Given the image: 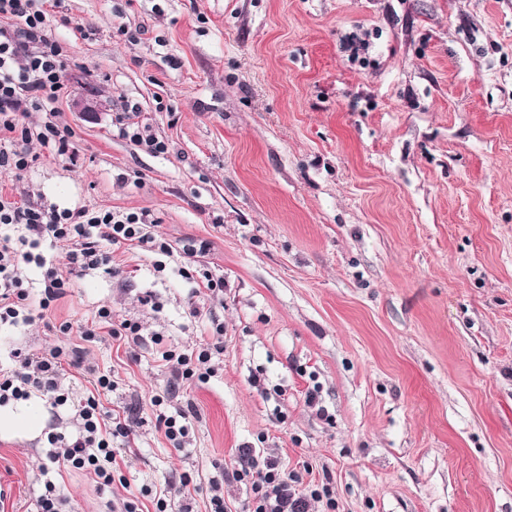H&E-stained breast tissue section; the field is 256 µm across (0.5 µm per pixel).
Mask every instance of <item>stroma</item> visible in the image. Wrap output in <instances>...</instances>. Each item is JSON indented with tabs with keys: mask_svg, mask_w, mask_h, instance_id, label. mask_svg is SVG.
Wrapping results in <instances>:
<instances>
[{
	"mask_svg": "<svg viewBox=\"0 0 512 512\" xmlns=\"http://www.w3.org/2000/svg\"><path fill=\"white\" fill-rule=\"evenodd\" d=\"M70 56L57 121L79 165L42 152L0 190L62 208L148 210L174 248L224 278L200 300L176 263L115 248L118 278L74 279L45 319L0 327L11 350L81 347L129 412L111 493L63 472L75 512L180 499L182 473L224 478L242 450L336 512H512V0H64ZM142 29L139 41L127 35ZM369 48L351 57L349 36ZM98 95L85 119L74 100ZM138 106L168 151L113 137ZM153 294L159 304L141 302ZM135 318L186 349L224 326L177 450L146 401L168 373L149 349L62 323ZM317 389V406L305 393ZM46 434L0 435V512H32Z\"/></svg>",
	"mask_w": 512,
	"mask_h": 512,
	"instance_id": "obj_1",
	"label": "stroma"
}]
</instances>
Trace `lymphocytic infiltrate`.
Returning a JSON list of instances; mask_svg holds the SVG:
<instances>
[{
  "mask_svg": "<svg viewBox=\"0 0 512 512\" xmlns=\"http://www.w3.org/2000/svg\"><path fill=\"white\" fill-rule=\"evenodd\" d=\"M48 0H0V17L10 21L0 27V171L20 175L36 157L32 142H39L50 154L76 162L71 129L55 123L57 107L68 65L65 47L49 24ZM44 113L42 124L30 125L29 111ZM113 135L131 140L153 154L165 153L167 146L153 134L134 106H126L112 121ZM157 221L148 211L120 212L86 206L59 208L27 198L15 200L0 195V326L28 324L61 298L72 278L90 272L114 274L111 248L126 244L144 247L158 254L156 271L174 250L155 231ZM60 250L65 264L47 259V252ZM40 271L41 291L32 296L23 276L27 267ZM100 322L109 326L110 336L126 339L133 346L151 342L152 352L169 374L167 390L154 394L150 405L157 426L174 448H183L189 436L190 413L178 404L174 389L192 382L207 381L216 373V354L224 350L223 325H216L210 339L196 349L185 350L160 334L144 338L138 322L113 323L112 311L101 307ZM11 365L0 368V407L40 394L53 406L70 405L75 433L49 432L47 458L54 467H68L93 473L99 488L111 487L115 439H129L128 421L104 411L99 393L111 391L110 375L85 364L76 351L57 346L39 353L14 349ZM91 375L94 394L70 403L64 390L67 368ZM235 479L250 483L252 497L242 512H311L321 503L323 512H334L335 502L328 487L299 492L298 475L283 470L272 457L258 458L244 452L233 472Z\"/></svg>",
  "mask_w": 512,
  "mask_h": 512,
  "instance_id": "obj_1",
  "label": "lymphocytic infiltrate"
}]
</instances>
